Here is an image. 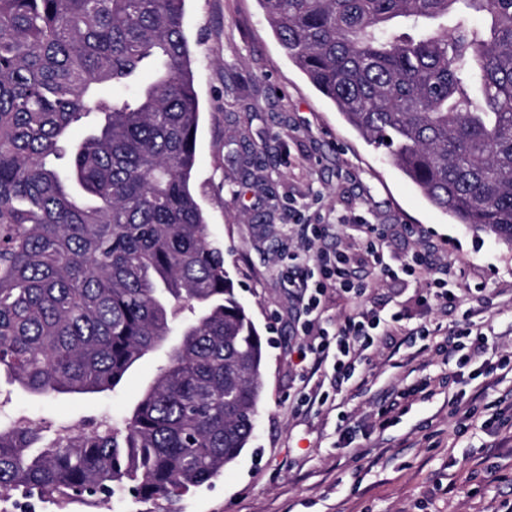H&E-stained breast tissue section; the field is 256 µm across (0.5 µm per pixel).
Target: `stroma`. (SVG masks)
<instances>
[{
  "mask_svg": "<svg viewBox=\"0 0 512 512\" xmlns=\"http://www.w3.org/2000/svg\"><path fill=\"white\" fill-rule=\"evenodd\" d=\"M185 34L200 101L193 186L239 301L265 345V392L250 443L223 475L183 496L180 512H500L512 500V374L480 375L440 352L436 329L470 311L488 358L512 352V247L456 223L368 145L281 48L257 0H186ZM389 228L387 256L427 250L457 301L423 303V284L385 279L366 297L402 309L405 335L383 337L358 366L360 390L331 369L304 380L287 285L307 224L337 217ZM431 336L408 337L420 325ZM161 363L145 357L116 390L27 396L0 378V416L84 429L120 418ZM327 398L299 406L303 391Z\"/></svg>",
  "mask_w": 512,
  "mask_h": 512,
  "instance_id": "1",
  "label": "stroma"
}]
</instances>
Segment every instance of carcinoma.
Wrapping results in <instances>:
<instances>
[{"mask_svg":"<svg viewBox=\"0 0 512 512\" xmlns=\"http://www.w3.org/2000/svg\"><path fill=\"white\" fill-rule=\"evenodd\" d=\"M259 2L350 126L434 207L512 246V0ZM184 14L0 0V375L34 397L98 394L167 349L118 422L50 439L0 424V497L173 506L251 439L263 346L191 186Z\"/></svg>","mask_w":512,"mask_h":512,"instance_id":"cac0c4a2","label":"carcinoma"}]
</instances>
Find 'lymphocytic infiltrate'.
Instances as JSON below:
<instances>
[{
  "label": "lymphocytic infiltrate",
  "instance_id": "1",
  "mask_svg": "<svg viewBox=\"0 0 512 512\" xmlns=\"http://www.w3.org/2000/svg\"><path fill=\"white\" fill-rule=\"evenodd\" d=\"M366 242L365 251L372 266L371 275L365 276L349 267V259L340 250H323L316 254H302L299 258L304 271L291 278V287L297 288L308 318L300 326L304 341L297 360L302 371L316 373L322 366H331L333 377L342 383L355 382L360 357L371 349L377 337L395 336L401 331L402 311L387 314L363 306L354 308L338 320L334 328L322 326L321 298L330 288H339L355 295H365L374 285L375 277L397 278L398 274L425 277L432 265L429 252L413 254L410 263L394 269L386 259L384 250L386 233L378 224H361L357 227ZM449 353L460 355L462 363L481 362L485 373L512 368V358L503 357L489 363L484 359L488 338L472 322H464L449 329L445 339Z\"/></svg>",
  "mask_w": 512,
  "mask_h": 512
}]
</instances>
